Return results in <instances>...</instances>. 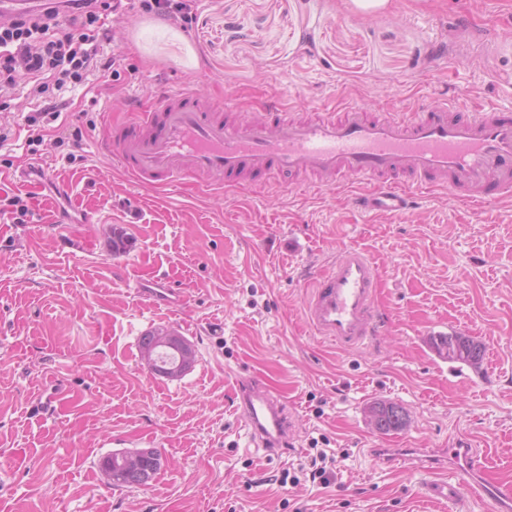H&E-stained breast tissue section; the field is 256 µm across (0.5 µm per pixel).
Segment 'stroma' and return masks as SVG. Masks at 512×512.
Returning a JSON list of instances; mask_svg holds the SVG:
<instances>
[{
	"label": "stroma",
	"mask_w": 512,
	"mask_h": 512,
	"mask_svg": "<svg viewBox=\"0 0 512 512\" xmlns=\"http://www.w3.org/2000/svg\"><path fill=\"white\" fill-rule=\"evenodd\" d=\"M114 35L105 52L124 75L78 91L81 140L0 148V512H488L465 487L437 493L440 472L390 469L370 451L458 438L512 484V199L434 190L402 218L358 206L371 187L353 177L263 195L185 177L147 193L104 136L180 81L248 121L272 102L299 115L512 108V0H395L371 15L343 0H200L188 24L137 8ZM30 164L45 173L33 190L17 182ZM350 248L379 268L380 316L373 341L347 351L315 334L304 305L311 273ZM154 278L184 305H149L139 288ZM159 326L196 352L180 378L141 357ZM440 333L484 344L481 375L436 355ZM252 375L296 423L288 453L248 446L234 384ZM377 402L403 407L406 426L378 433ZM322 438L339 454L329 484L280 485ZM125 448L165 464L147 485L112 486L98 463Z\"/></svg>",
	"instance_id": "stroma-1"
}]
</instances>
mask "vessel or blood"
<instances>
[{
	"label": "vessel or blood",
	"mask_w": 512,
	"mask_h": 512,
	"mask_svg": "<svg viewBox=\"0 0 512 512\" xmlns=\"http://www.w3.org/2000/svg\"><path fill=\"white\" fill-rule=\"evenodd\" d=\"M220 111L202 103L192 85L176 86L109 128L107 149L145 191L188 174L209 189L248 182L263 192L274 180L308 172L322 184L349 176L377 183L369 207L396 215L408 211L412 183L457 191L470 202L512 196V110L443 104L376 116L346 105L303 120L273 104L255 123L224 120ZM377 283L363 251L341 252L312 283L309 326L342 349L363 346L376 334ZM144 297L152 304L184 300L165 282ZM237 388L254 445L281 452L293 446L294 426L279 397L255 377L238 379ZM440 454L453 462L450 476L476 484L492 512H512V488L487 477L480 449L461 445Z\"/></svg>",
	"instance_id": "vessel-or-blood-1"
}]
</instances>
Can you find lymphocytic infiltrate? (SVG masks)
<instances>
[{"label":"lymphocytic infiltrate","instance_id":"f902f5d3","mask_svg":"<svg viewBox=\"0 0 512 512\" xmlns=\"http://www.w3.org/2000/svg\"><path fill=\"white\" fill-rule=\"evenodd\" d=\"M124 0H44L39 9L0 20V100L27 89L39 107L24 118L26 146L40 144L46 125L58 142L70 136L62 114L66 92L114 68L104 46L112 39L109 16L122 15Z\"/></svg>","mask_w":512,"mask_h":512}]
</instances>
